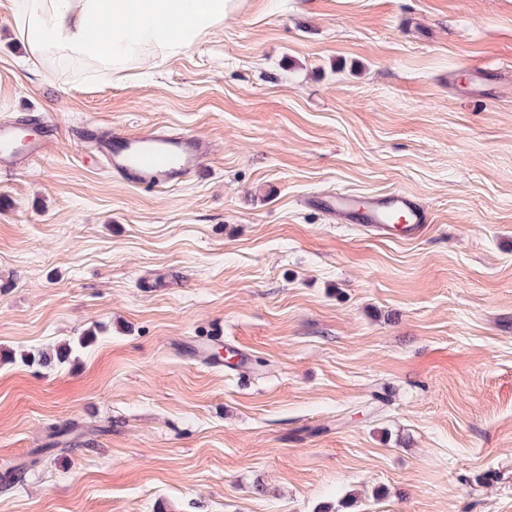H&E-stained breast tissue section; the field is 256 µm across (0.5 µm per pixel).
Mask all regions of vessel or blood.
<instances>
[{"label": "vessel or blood", "mask_w": 512, "mask_h": 512, "mask_svg": "<svg viewBox=\"0 0 512 512\" xmlns=\"http://www.w3.org/2000/svg\"><path fill=\"white\" fill-rule=\"evenodd\" d=\"M56 129L44 125L40 136L19 139L14 126L0 123V164L12 165L41 155ZM103 158L113 178L142 191L153 192L192 181L209 153L205 138L173 126L112 128L88 124L76 131ZM315 203L336 217L362 225L376 235L402 239L420 237L431 222L428 212L410 195L394 191L365 200L340 193L316 198Z\"/></svg>", "instance_id": "b4317fda"}]
</instances>
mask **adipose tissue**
Wrapping results in <instances>:
<instances>
[{"label": "adipose tissue", "mask_w": 512, "mask_h": 512, "mask_svg": "<svg viewBox=\"0 0 512 512\" xmlns=\"http://www.w3.org/2000/svg\"><path fill=\"white\" fill-rule=\"evenodd\" d=\"M231 10L232 0H24L19 34L31 55L117 68L144 45L169 57L189 51Z\"/></svg>", "instance_id": "1"}]
</instances>
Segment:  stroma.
Here are the masks:
<instances>
[{
  "label": "stroma",
  "mask_w": 512,
  "mask_h": 512,
  "mask_svg": "<svg viewBox=\"0 0 512 512\" xmlns=\"http://www.w3.org/2000/svg\"><path fill=\"white\" fill-rule=\"evenodd\" d=\"M15 4L0 121L59 132L0 168V512H512V0H235L109 75L31 58ZM92 122L211 155L147 193ZM343 191L432 223L305 202ZM313 202L336 217L361 224L374 235L394 236L408 240L420 237L431 223L428 212L410 195L394 191L382 197H373L360 202L355 195L340 193L315 197ZM392 214L400 216V224H389Z\"/></svg>",
  "instance_id": "obj_1"
}]
</instances>
